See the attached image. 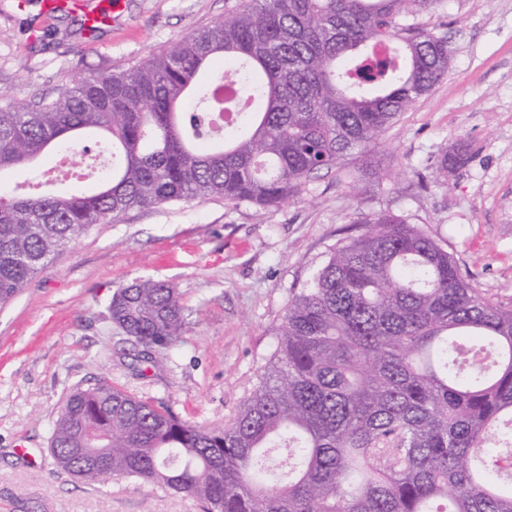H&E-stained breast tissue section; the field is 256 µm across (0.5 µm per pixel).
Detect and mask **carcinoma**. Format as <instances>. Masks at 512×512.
Here are the masks:
<instances>
[{
    "mask_svg": "<svg viewBox=\"0 0 512 512\" xmlns=\"http://www.w3.org/2000/svg\"><path fill=\"white\" fill-rule=\"evenodd\" d=\"M441 2L242 0L126 70L0 106V189L44 156L112 158L78 172L83 194L0 192V306L96 224L195 199L278 207L381 144L448 73V39L405 23ZM108 312L152 363L185 331L170 281L119 288ZM275 336L230 424L98 383L66 399L54 463L202 512H512V303L466 282L448 244L392 213L349 225ZM100 436L107 453L88 466L77 449Z\"/></svg>",
    "mask_w": 512,
    "mask_h": 512,
    "instance_id": "1",
    "label": "carcinoma"
}]
</instances>
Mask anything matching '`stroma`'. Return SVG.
<instances>
[{
  "label": "stroma",
  "mask_w": 512,
  "mask_h": 512,
  "mask_svg": "<svg viewBox=\"0 0 512 512\" xmlns=\"http://www.w3.org/2000/svg\"><path fill=\"white\" fill-rule=\"evenodd\" d=\"M236 0H123L85 39L78 15L0 0V90L29 106L90 72L127 69L223 19ZM447 36L448 74L367 156L306 182L276 208L219 199L133 209L62 249L0 307V512H198L178 494L54 468L49 442L69 393L107 381L181 419L230 423L276 348L292 296L351 222L391 212L446 239L464 279L512 301V0H442L415 17ZM464 153L447 174L434 164ZM141 278L173 281L186 332L151 365L108 314Z\"/></svg>",
  "instance_id": "stroma-1"
}]
</instances>
